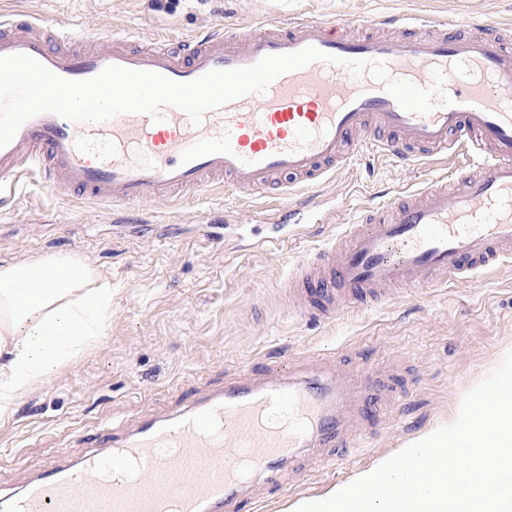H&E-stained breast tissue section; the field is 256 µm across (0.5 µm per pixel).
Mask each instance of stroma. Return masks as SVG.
I'll use <instances>...</instances> for the list:
<instances>
[{"mask_svg": "<svg viewBox=\"0 0 512 512\" xmlns=\"http://www.w3.org/2000/svg\"><path fill=\"white\" fill-rule=\"evenodd\" d=\"M23 10L48 27L82 35L111 30L134 45L183 38L221 21L230 27L306 20L368 23L420 15L464 24L484 15L512 25V0H0V16ZM465 164L400 165L357 154L299 198L318 197L337 222L361 207L418 189ZM280 201L212 186L177 201L144 205V224H116L110 209L50 192L35 176L0 207V264L66 255L112 286L105 336L67 361L0 417V487L20 489L44 470L83 456L75 429L115 430L172 414L183 393L266 374L287 362L297 380L345 381L353 413L343 429L354 456L305 448L280 466L278 483L245 493L257 512H286L324 494L430 427L448 422L466 392L512 351V258L440 287L401 288L385 305L345 308L334 319L299 318L277 300L279 283L324 246L335 224H308L272 241ZM232 214L224 247H207L200 227Z\"/></svg>", "mask_w": 512, "mask_h": 512, "instance_id": "1", "label": "stroma"}]
</instances>
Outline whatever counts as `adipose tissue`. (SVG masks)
<instances>
[{"label": "adipose tissue", "mask_w": 512, "mask_h": 512, "mask_svg": "<svg viewBox=\"0 0 512 512\" xmlns=\"http://www.w3.org/2000/svg\"><path fill=\"white\" fill-rule=\"evenodd\" d=\"M45 270L58 273L54 284L39 291L22 287V280ZM111 317V286L76 259L0 265V414L105 335Z\"/></svg>", "instance_id": "ef3b65f1"}]
</instances>
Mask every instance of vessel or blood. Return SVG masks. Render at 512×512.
Here are the masks:
<instances>
[{"label": "vessel or blood", "instance_id": "obj_1", "mask_svg": "<svg viewBox=\"0 0 512 512\" xmlns=\"http://www.w3.org/2000/svg\"><path fill=\"white\" fill-rule=\"evenodd\" d=\"M352 39L340 25L305 21L216 27L153 47L126 41L77 50L64 31L39 22L0 23V56L26 54L58 76L93 78L117 65L188 82L212 70L248 67L268 55L312 46L335 56L275 79L204 114L193 125L166 107L162 121L123 113L76 123L53 113L25 122L0 147V203L26 175L55 192L101 206L173 201L180 192L225 182L266 192L324 182L354 151L409 164L465 152L471 172L427 181L408 199L365 208L336 241L298 264L280 286L299 313L335 317L340 306L389 300L392 286L423 288L470 276L512 256V32L483 17L475 35L445 30ZM352 60L385 63L391 77L427 88L444 74L452 103L426 115L403 110ZM384 138L369 137V129ZM341 391L315 380L232 384L189 402L172 417L136 422L125 435L103 426L73 467H56L22 491L0 490V512H223L242 487L314 444L343 447Z\"/></svg>", "mask_w": 512, "mask_h": 512}]
</instances>
